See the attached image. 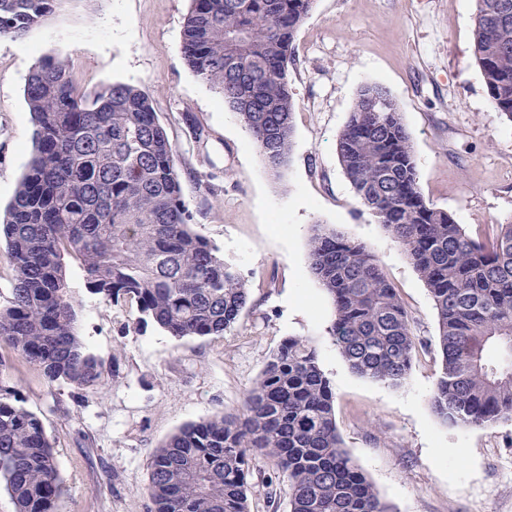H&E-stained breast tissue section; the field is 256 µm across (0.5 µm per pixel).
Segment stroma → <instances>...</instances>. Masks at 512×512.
<instances>
[{"mask_svg": "<svg viewBox=\"0 0 512 512\" xmlns=\"http://www.w3.org/2000/svg\"><path fill=\"white\" fill-rule=\"evenodd\" d=\"M189 8L190 0H68L26 37L0 38V221L31 154L27 76L40 58H64L85 91L113 82L149 91L178 151L196 231L249 287L224 339L177 341L140 323L136 309L89 293L69 266L79 334L112 372L92 391L52 388L9 351L0 371L54 442L62 512H148L153 448L236 407L288 336L316 344L344 447L394 512H512V422L449 428L433 413L440 358L432 299L358 203L336 154L360 89L380 84L411 136L425 200L472 235L512 218V121L492 103L474 58L476 0H315L288 67L293 147L278 176L238 117L184 64ZM196 126L205 133L199 142ZM317 224L364 243L398 288L418 340L403 386L359 377L338 354L328 334L332 306L309 266ZM274 470L257 457L250 512H289L288 484L273 480Z\"/></svg>", "mask_w": 512, "mask_h": 512, "instance_id": "obj_1", "label": "stroma"}]
</instances>
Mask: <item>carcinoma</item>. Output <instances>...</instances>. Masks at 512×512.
<instances>
[{"label": "carcinoma", "instance_id": "1", "mask_svg": "<svg viewBox=\"0 0 512 512\" xmlns=\"http://www.w3.org/2000/svg\"><path fill=\"white\" fill-rule=\"evenodd\" d=\"M69 0H0V38H19ZM314 0H191L187 67L219 95L266 169L289 160L288 84L297 32ZM474 56L494 106L512 121V0H477ZM31 157L0 238L14 270L0 347L50 385L92 390L106 366L78 332L67 263L116 308L136 306L176 340L222 338L240 320L246 283L193 230L178 152L148 91L112 83L92 94L69 61L43 58L26 81ZM359 202L403 249L432 298L441 369L431 408L448 427L512 421V220L469 235L419 188L410 134L380 85L358 94L336 142ZM313 275L330 298L336 349L356 375L398 387L417 350L405 306L378 259L314 225ZM288 480L290 512H392L351 461L312 341L284 339L239 406L184 426L151 454L150 512H249L253 460ZM0 488L15 512H59L61 478L41 420L0 384Z\"/></svg>", "mask_w": 512, "mask_h": 512}]
</instances>
